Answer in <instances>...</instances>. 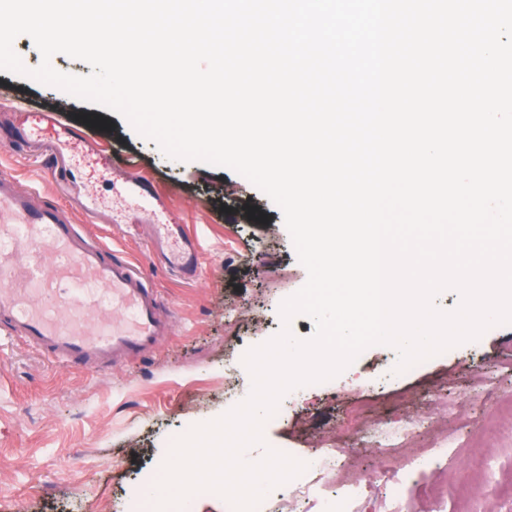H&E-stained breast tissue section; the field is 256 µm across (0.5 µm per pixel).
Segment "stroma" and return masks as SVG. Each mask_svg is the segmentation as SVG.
<instances>
[{
    "instance_id": "1",
    "label": "stroma",
    "mask_w": 512,
    "mask_h": 512,
    "mask_svg": "<svg viewBox=\"0 0 512 512\" xmlns=\"http://www.w3.org/2000/svg\"><path fill=\"white\" fill-rule=\"evenodd\" d=\"M40 108L84 121L117 163L102 166L76 151L70 167L103 204L88 235L149 277L175 322L153 354L120 367L63 364L0 331V512H131V488L157 480V466L188 426L213 421L244 401L251 376L247 350L279 332L282 302L300 290L299 262L281 210L248 179L226 167L168 158L113 111L61 89L0 72V123H17L19 108ZM22 186L56 197L41 161L0 141V171ZM148 175L167 203L149 217L184 224L197 236L202 276L186 281L152 257L146 233L132 228L137 205L126 195L127 172ZM398 351L374 345L331 386L283 399L285 417L265 423L266 446L317 461L333 436L349 433L344 451L370 489L378 512L380 474L402 460L380 448L378 429L426 424L455 434L447 463L415 480L419 512H432L431 490L447 512H512V324L452 347L412 372H396ZM483 474L481 491L472 479Z\"/></svg>"
}]
</instances>
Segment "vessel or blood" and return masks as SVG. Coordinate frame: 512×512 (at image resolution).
<instances>
[{
  "mask_svg": "<svg viewBox=\"0 0 512 512\" xmlns=\"http://www.w3.org/2000/svg\"><path fill=\"white\" fill-rule=\"evenodd\" d=\"M85 124L36 111L16 126V153L43 146L56 158L50 173L69 198L68 204L36 206L33 190L23 188L9 173L0 174V326L29 346L84 368L124 361L154 352L173 333L170 315L147 276L127 261L111 257L102 245L86 240L77 215L96 217L93 191L76 189L58 163L66 149L90 144ZM128 190L143 206L164 198L145 177L131 173ZM151 247L164 265L184 279H196L201 268L196 237L185 225L149 234ZM28 245V259L17 263L14 245ZM55 253L53 268L41 260L42 246ZM58 289L64 300L59 310L46 309L41 295Z\"/></svg>",
  "mask_w": 512,
  "mask_h": 512,
  "instance_id": "1",
  "label": "vessel or blood"
}]
</instances>
